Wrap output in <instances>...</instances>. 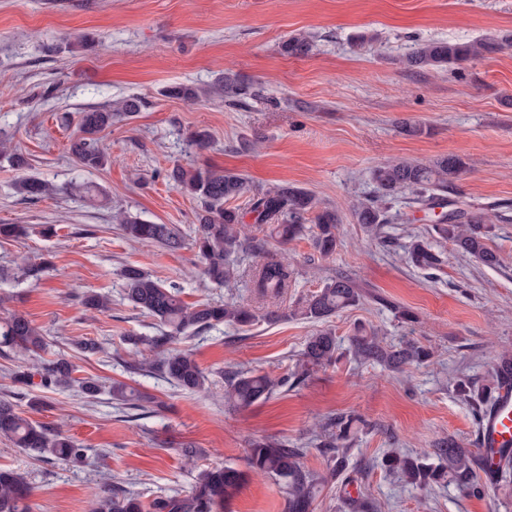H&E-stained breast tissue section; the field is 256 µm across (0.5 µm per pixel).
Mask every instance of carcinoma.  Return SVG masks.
Returning a JSON list of instances; mask_svg holds the SVG:
<instances>
[{"label":"carcinoma","instance_id":"1","mask_svg":"<svg viewBox=\"0 0 512 512\" xmlns=\"http://www.w3.org/2000/svg\"><path fill=\"white\" fill-rule=\"evenodd\" d=\"M511 46L512 38L508 36L469 42L431 40L419 44L400 63L409 70L460 66ZM311 49V41L301 34L289 37L281 45L282 52L292 57H305ZM223 90L224 102L230 106H245L247 100L259 95L252 85L229 72L224 74ZM140 106V100L131 97L122 101L114 112L95 108L80 113V136L72 142L70 150L81 167L97 170L107 164L109 154L101 147L98 134L111 126L114 119L132 116ZM464 170L465 163L457 156L442 157L429 164L381 163L371 170V180L378 189L376 199L358 200L352 204L356 222L377 235L381 234L383 225L397 220L391 214L392 204L405 193L410 203L424 210L443 207V193ZM166 177L180 192L198 203L192 247L201 276L212 284L235 287L245 256L261 249L260 239L245 233L242 213L230 205L231 201L243 196L248 197V209L258 229L269 228L270 236L282 246L308 231L314 249L323 257L333 255L340 244L337 210L321 206L314 194L302 188L282 183L257 190L236 172L186 170L180 166L168 171ZM19 190L31 198H38L55 192L56 187L37 178H25L19 183ZM120 229L130 241L155 242L173 252L184 247L183 236L169 224H154L139 217L122 215ZM432 231L440 239L450 242L457 252L486 267L499 264L497 253L489 246L495 236V225L482 209L458 207L436 218ZM407 257L421 270H432L440 264L431 242L420 234L411 236ZM120 277L124 299L160 327L158 336L133 339V345L144 346L150 356L131 362L129 369L158 372L182 390L206 391L209 373L199 366L192 354L174 347L173 343L221 324L250 327L256 319L252 307L237 301L220 305L208 302L187 304L180 298V286L167 285L134 266L122 268ZM250 281L259 298L276 299L288 290L292 270L287 262L268 256L251 270ZM361 299V289L353 279L337 276L299 303L293 314L322 321L358 306ZM82 305L87 311L101 312L109 308V299L96 292H87L83 295ZM46 346L42 331L25 315L14 312L0 317V349L21 348L38 354ZM350 350L362 361L381 364L398 372L413 364L424 363L431 356L426 347L415 341L384 346L376 334L366 332L361 326L350 338ZM337 351L334 333L321 330L308 338L300 362L289 379L274 380L266 374L242 370L226 375L221 370L224 403L237 409H248L269 398L279 387L302 383L312 368L335 363ZM75 371L76 366L60 356L18 370L13 379L17 384L28 386L37 375L45 386H68ZM498 377L499 371L495 368L485 383L459 378L454 382V390L479 415L490 401ZM112 395L135 410L144 411L155 404L153 397L129 396L121 386L113 387ZM362 424L361 418L342 414L329 419L322 433L316 435L319 447L327 454L325 475L301 467L302 449L290 448L275 439H259L248 448L244 470L229 466L196 468L188 493L156 497L149 503L119 489L99 487L91 493L90 512H222L251 474L271 477L283 484L288 512H311L318 487L342 474L348 443L356 426ZM0 435L35 458L56 457L75 463L87 458V448L82 444L24 417L7 400H0ZM477 454L478 451L463 447L450 436L438 441L434 447L412 455L391 450L385 455V466L412 485L429 486L446 480L469 495L485 497L489 487L480 483L476 470ZM31 497L32 489L19 472L0 468V512H32ZM342 508L344 512H370L371 505L365 498L353 497L346 492L342 495Z\"/></svg>","mask_w":512,"mask_h":512}]
</instances>
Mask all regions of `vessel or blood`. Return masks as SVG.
I'll return each mask as SVG.
<instances>
[{"label": "vessel or blood", "mask_w": 512, "mask_h": 512, "mask_svg": "<svg viewBox=\"0 0 512 512\" xmlns=\"http://www.w3.org/2000/svg\"><path fill=\"white\" fill-rule=\"evenodd\" d=\"M479 466L492 482L500 464L512 458V371L502 370L494 401L478 422Z\"/></svg>", "instance_id": "obj_1"}]
</instances>
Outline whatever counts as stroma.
Returning a JSON list of instances; mask_svg holds the SVG:
<instances>
[{
    "mask_svg": "<svg viewBox=\"0 0 512 512\" xmlns=\"http://www.w3.org/2000/svg\"><path fill=\"white\" fill-rule=\"evenodd\" d=\"M300 32L311 37V53L283 54L282 42ZM362 33L374 42L357 45ZM508 34L512 0H0V143L29 159L20 171L0 158V224L28 228L23 238L0 240V266L13 275L0 283V316L23 312L51 342L42 359L62 355L77 368L75 385L21 388L12 374L32 355L0 353V399L87 449L82 464L39 460L0 436V466L33 487L34 512H87L92 488L104 482L146 502L185 493L193 479L180 454L186 447L197 449L199 466L241 469L251 441L271 437L302 449L301 466L321 472L326 458L314 432L341 413L366 422L353 436L344 476L377 512H512V486L485 498L447 482L422 489L383 465L390 449L415 453L449 436L475 447V413L453 382L487 379L497 354L512 352V50L446 70H406L398 59L425 41ZM228 71L254 84L259 97L242 108L225 105L220 83ZM172 85L196 88L200 97L167 96ZM132 96L141 98L140 111L100 134L108 164L83 169L70 152L79 112ZM405 122L425 125L426 134L406 135ZM195 132L206 134L204 148L189 145ZM445 155L466 164L448 201L504 217L491 241L497 267L438 238L436 269L409 264V234L429 232L435 218L417 205L395 202L401 220L377 237L351 213L354 200L374 196L377 164ZM177 165L231 170L256 189L305 188L338 210L341 244L323 257L306 236L285 247L267 239V252L296 272L277 300L257 298L246 278L230 290L204 282L191 247L131 243L114 219L125 211L192 238L197 203L165 178ZM26 176L59 191L27 198L14 188ZM80 184L93 186L94 196L81 197ZM48 225L56 236H43ZM45 257L51 270L21 278ZM128 265L179 285L186 303L237 300L255 310L251 327L221 325L180 341L208 371L285 377L320 328L344 343L360 324L383 344L413 339L433 356L395 372L346 355L296 388L235 410L224 403L223 379L210 392L190 393L127 370L137 357L129 337L159 333L122 296L119 273ZM339 274L361 289L359 307L324 324L294 315L298 302ZM89 291L107 296L109 310L85 311L80 299ZM399 306L416 314L415 324L400 321ZM274 308L283 319L265 320ZM81 338L95 340L99 352L80 353L74 342ZM86 377L101 385L97 397L82 394L78 382ZM116 382L154 397L159 410L144 414L114 400ZM229 512H287V496L275 479L253 476Z\"/></svg>",
    "mask_w": 512,
    "mask_h": 512,
    "instance_id": "1",
    "label": "stroma"
}]
</instances>
